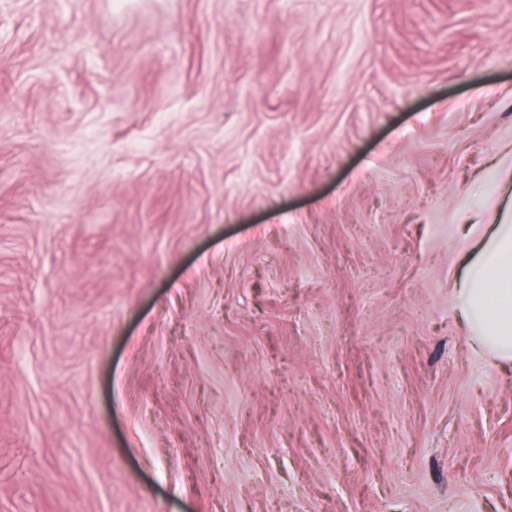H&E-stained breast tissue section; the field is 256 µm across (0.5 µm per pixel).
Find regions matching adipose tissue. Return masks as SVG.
Listing matches in <instances>:
<instances>
[{
  "label": "adipose tissue",
  "mask_w": 512,
  "mask_h": 512,
  "mask_svg": "<svg viewBox=\"0 0 512 512\" xmlns=\"http://www.w3.org/2000/svg\"><path fill=\"white\" fill-rule=\"evenodd\" d=\"M456 263L455 308L473 346L512 363V193L504 192L499 223L464 245Z\"/></svg>",
  "instance_id": "adipose-tissue-1"
}]
</instances>
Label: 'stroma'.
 <instances>
[{"instance_id":"stroma-1","label":"stroma","mask_w":512,"mask_h":512,"mask_svg":"<svg viewBox=\"0 0 512 512\" xmlns=\"http://www.w3.org/2000/svg\"><path fill=\"white\" fill-rule=\"evenodd\" d=\"M507 162L512 0H0V512H512ZM512 166L502 178L500 224L460 251L455 308L473 346L495 362L512 363Z\"/></svg>"}]
</instances>
